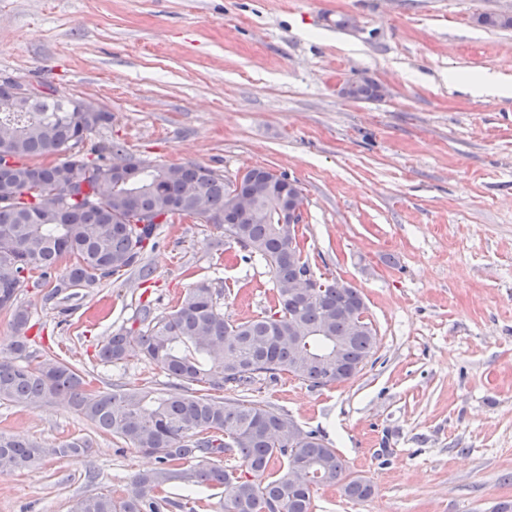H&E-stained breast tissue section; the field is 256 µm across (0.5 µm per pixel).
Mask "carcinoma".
Wrapping results in <instances>:
<instances>
[{"label":"carcinoma","instance_id":"obj_1","mask_svg":"<svg viewBox=\"0 0 512 512\" xmlns=\"http://www.w3.org/2000/svg\"><path fill=\"white\" fill-rule=\"evenodd\" d=\"M22 85L0 83V106L20 98ZM74 99L55 95L31 98L20 111L0 110V311L11 315L15 336L0 349V401L36 408L64 402L91 427L112 439L155 457L157 466L135 476L124 494L97 492L78 498L71 512H163L173 487L217 490L224 512H312V488L341 486L345 496L365 501L375 494L367 480L352 477L324 438L315 431L298 447L289 445L288 417L258 401L226 400L227 386L246 387L262 375L290 374L313 386L353 378L376 342L371 322L357 334L343 320L345 311L366 309L361 292L337 280L304 299L276 288L274 312L244 321H229L218 293L206 283L189 289L166 316L140 310L141 328L121 330L101 347L100 360L119 363L145 358L162 366L182 385L162 394L117 385L110 392L90 389L76 365L27 351L29 313L17 302L22 284L45 281L57 270L50 296L72 288H90L141 264L142 253L158 223L126 224L129 205L154 219L170 220L177 212L191 213L201 205L204 218L266 262L275 284L297 270H311L297 231L276 222L288 197V183L272 187L265 168L252 170L256 209L242 210L234 223H224V176L196 164L154 167L138 160L137 175L110 184L102 192L95 181L81 184L71 195L64 182L79 180L87 167L112 169V157L127 154L124 145L106 142L84 150L88 136L109 122L82 127L72 111ZM53 152L65 153L57 164L42 162ZM311 336H344V357L351 372H336L311 362L295 369L296 349L288 337L296 327ZM203 386V390L196 386ZM88 441L75 439L60 448L0 433V471H24L46 455L78 458ZM310 464L317 475L312 487L295 488L288 479L292 455ZM224 457L227 464L211 462ZM266 476L256 484L237 471Z\"/></svg>","mask_w":512,"mask_h":512}]
</instances>
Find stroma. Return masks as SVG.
Instances as JSON below:
<instances>
[{"instance_id": "stroma-1", "label": "stroma", "mask_w": 512, "mask_h": 512, "mask_svg": "<svg viewBox=\"0 0 512 512\" xmlns=\"http://www.w3.org/2000/svg\"><path fill=\"white\" fill-rule=\"evenodd\" d=\"M512 0H0V80L92 100L96 139L154 165L234 179L263 167L296 180L316 276L358 288L376 343L362 370L321 387L287 375L228 387L315 430L375 494L313 490V512H493L512 503V96L473 94L451 74L512 86V29L482 27ZM350 18L337 28L339 16ZM365 76L384 97L350 100ZM130 273L48 298L26 283L30 350L60 354L113 386L170 390L141 358L102 363L137 311L170 313L189 288L221 290L226 319L268 314L273 277L202 219L173 217ZM0 432L60 447L0 472V512H70L155 466L69 406L0 404Z\"/></svg>"}]
</instances>
